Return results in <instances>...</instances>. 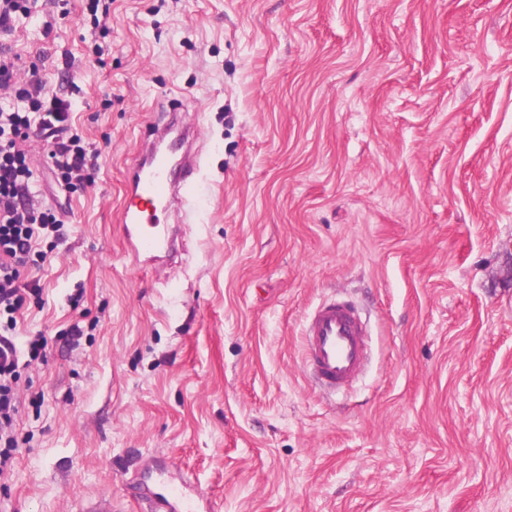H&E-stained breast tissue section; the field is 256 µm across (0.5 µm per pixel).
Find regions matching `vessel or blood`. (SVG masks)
Listing matches in <instances>:
<instances>
[{
  "instance_id": "vessel-or-blood-1",
  "label": "vessel or blood",
  "mask_w": 512,
  "mask_h": 512,
  "mask_svg": "<svg viewBox=\"0 0 512 512\" xmlns=\"http://www.w3.org/2000/svg\"><path fill=\"white\" fill-rule=\"evenodd\" d=\"M196 135L194 127L179 128L178 142L173 145L167 133H157L132 165L119 213L130 260L144 252L175 255L174 230L165 219L185 210L186 177L200 169L198 156L189 148ZM365 334L351 306L328 302L317 307L306 326L305 363L323 390L337 393L361 373L367 361ZM143 499L147 512H210L207 502L195 495L185 479L177 485L148 488Z\"/></svg>"
}]
</instances>
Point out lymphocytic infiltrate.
Instances as JSON below:
<instances>
[{
    "instance_id": "f902f5d3",
    "label": "lymphocytic infiltrate",
    "mask_w": 512,
    "mask_h": 512,
    "mask_svg": "<svg viewBox=\"0 0 512 512\" xmlns=\"http://www.w3.org/2000/svg\"><path fill=\"white\" fill-rule=\"evenodd\" d=\"M76 103L70 89L48 91L34 63L0 48V471L18 448L15 421L20 400L14 392L22 356L39 357L43 337L18 343L17 315L27 297H40L38 281H22L39 237L62 239L65 221L46 202L37 184L40 157L63 192L86 193L96 188L100 152L73 129L70 114Z\"/></svg>"
}]
</instances>
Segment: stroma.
Here are the masks:
<instances>
[{"label": "stroma", "mask_w": 512, "mask_h": 512, "mask_svg": "<svg viewBox=\"0 0 512 512\" xmlns=\"http://www.w3.org/2000/svg\"><path fill=\"white\" fill-rule=\"evenodd\" d=\"M108 12L102 54L82 40ZM0 45L48 89L97 188L46 200L16 335L18 449L0 512H145L188 476L211 512H512V0H100ZM201 135L175 260L131 265L124 180L168 108ZM369 329L330 398L308 316ZM80 326L79 338L67 337Z\"/></svg>", "instance_id": "obj_1"}]
</instances>
